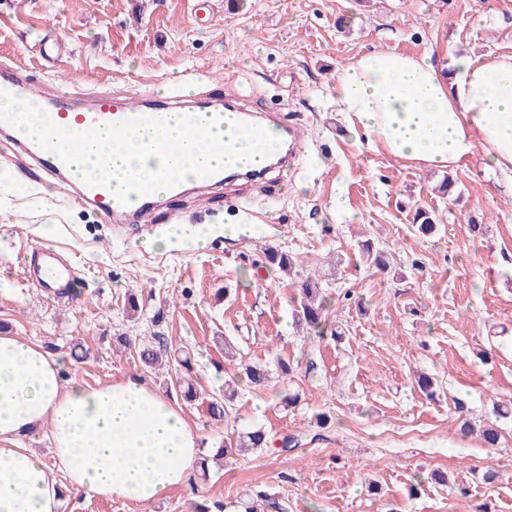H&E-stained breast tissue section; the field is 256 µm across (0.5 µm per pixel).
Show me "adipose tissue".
Masks as SVG:
<instances>
[{
  "label": "adipose tissue",
  "mask_w": 512,
  "mask_h": 512,
  "mask_svg": "<svg viewBox=\"0 0 512 512\" xmlns=\"http://www.w3.org/2000/svg\"><path fill=\"white\" fill-rule=\"evenodd\" d=\"M330 99L352 135L422 168L452 170L474 154L512 177V54L490 59L376 48L337 70ZM112 157L165 192L168 161L143 145L127 152L102 137L82 167ZM48 429L52 462L22 439ZM199 436L182 409L139 376L89 387L64 378L61 359L24 336L0 333V512H61L64 490L87 499L151 506L184 487Z\"/></svg>",
  "instance_id": "ef3b65f1"
}]
</instances>
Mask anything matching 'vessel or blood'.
I'll use <instances>...</instances> for the list:
<instances>
[{
  "mask_svg": "<svg viewBox=\"0 0 512 512\" xmlns=\"http://www.w3.org/2000/svg\"><path fill=\"white\" fill-rule=\"evenodd\" d=\"M187 95V90L182 88L168 91L155 100L144 94L132 100L99 95L90 99L84 108L76 109L65 91L43 92L39 95L43 109L33 113L32 118L61 135L79 131L86 144L107 134L130 145L138 144L142 130H160L172 112L179 113L184 134L189 138L195 137L202 125L220 127L227 123L233 130L256 139L263 137L271 123L278 119L273 112L234 111L213 100H188ZM18 129L16 114L0 113V136L13 140L20 152L31 158L44 174L71 192L82 206L99 213L104 223L143 227L161 216L163 201L149 187L137 185L138 202L128 205L122 196L113 192L109 176L99 171L77 175L73 153L60 152L50 141L20 137ZM24 273L27 280L45 294L55 296L68 284L74 268L62 262L58 252L48 247L36 250L34 257L26 262Z\"/></svg>",
  "mask_w": 512,
  "mask_h": 512,
  "instance_id": "b4317fda",
  "label": "vessel or blood"
}]
</instances>
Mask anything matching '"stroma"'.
Masks as SVG:
<instances>
[{
    "label": "stroma",
    "mask_w": 512,
    "mask_h": 512,
    "mask_svg": "<svg viewBox=\"0 0 512 512\" xmlns=\"http://www.w3.org/2000/svg\"><path fill=\"white\" fill-rule=\"evenodd\" d=\"M208 27L190 0H0V68L20 67L44 89L119 98L190 83L213 97L299 121L308 158H328L308 191L287 181L213 185L172 199L178 223L245 220L236 201L266 196L258 233L214 234L203 249L144 246L141 237L70 198L44 197L0 139V328L56 349L65 376L91 387L137 375L169 399L177 363L143 368L135 345L161 333L190 351L198 391L239 380L245 363L269 370L266 388L240 389L224 422L183 404L199 446L261 427L289 447L230 454L194 474L151 512L192 502L237 505L266 491L279 512H512V186L480 157L453 170L460 196L437 193L422 170L355 139L327 97L338 69L373 47L486 57L512 53V0H219ZM56 52L45 57L44 43ZM344 198L347 214L336 212ZM438 218L433 235L416 208ZM482 232H474V225ZM375 239L390 273L369 267L358 243ZM50 245L77 270L58 299L23 278V258ZM295 261L285 273L266 259ZM321 277L326 332L295 327L299 281ZM137 308H130V301ZM342 338H334V329ZM290 362L280 376L278 360ZM433 377L427 396L417 377ZM297 396L288 405L286 395ZM496 423L497 447L460 430ZM328 422L319 425L318 414ZM497 472L485 481V471ZM447 475V485L434 474ZM468 497H461L460 488Z\"/></svg>",
    "instance_id": "1"
}]
</instances>
